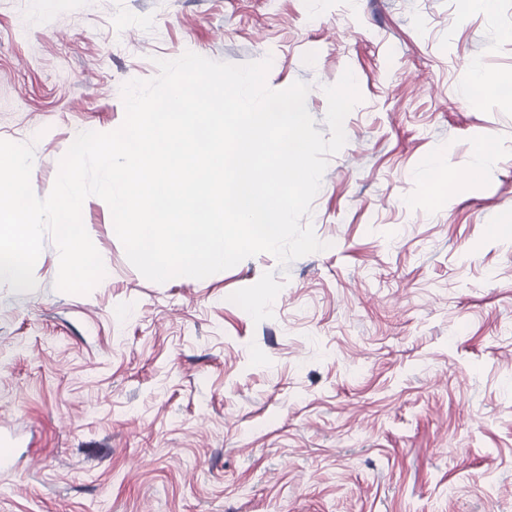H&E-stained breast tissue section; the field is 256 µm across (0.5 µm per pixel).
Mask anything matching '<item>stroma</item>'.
I'll return each instance as SVG.
<instances>
[{
    "instance_id": "1",
    "label": "stroma",
    "mask_w": 512,
    "mask_h": 512,
    "mask_svg": "<svg viewBox=\"0 0 512 512\" xmlns=\"http://www.w3.org/2000/svg\"><path fill=\"white\" fill-rule=\"evenodd\" d=\"M508 27L512 0H0V140L33 144L40 198L160 59L271 58L322 132L325 87L349 70L361 95L307 218L326 250L159 284L91 196L107 278L58 291L48 236L36 289L0 284V512H512ZM267 272L257 323L229 297ZM496 146L491 142L481 144L475 151L472 161L469 165V173L476 176L485 171L496 157Z\"/></svg>"
}]
</instances>
